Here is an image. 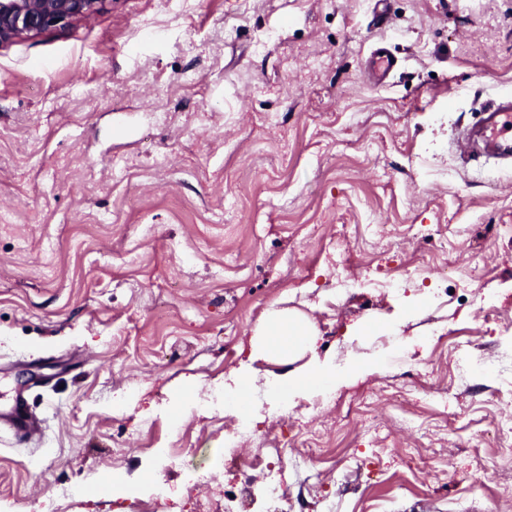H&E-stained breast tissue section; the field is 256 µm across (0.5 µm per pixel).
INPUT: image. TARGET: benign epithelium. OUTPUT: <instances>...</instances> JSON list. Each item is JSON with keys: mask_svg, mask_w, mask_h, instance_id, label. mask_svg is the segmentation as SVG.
<instances>
[{"mask_svg": "<svg viewBox=\"0 0 512 512\" xmlns=\"http://www.w3.org/2000/svg\"><path fill=\"white\" fill-rule=\"evenodd\" d=\"M107 0H0V44L96 15Z\"/></svg>", "mask_w": 512, "mask_h": 512, "instance_id": "benign-epithelium-1", "label": "benign epithelium"}]
</instances>
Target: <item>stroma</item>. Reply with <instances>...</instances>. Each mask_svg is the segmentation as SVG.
I'll list each match as a JSON object with an SVG mask.
<instances>
[{"instance_id": "35a3bbf8", "label": "stroma", "mask_w": 512, "mask_h": 512, "mask_svg": "<svg viewBox=\"0 0 512 512\" xmlns=\"http://www.w3.org/2000/svg\"><path fill=\"white\" fill-rule=\"evenodd\" d=\"M107 0L88 20L0 45V512H225L250 482L224 449L221 391L291 512H512L502 378L512 362V159L464 136L512 96V0ZM398 60L365 75L376 45ZM340 236L358 267L337 291ZM398 287H387L388 278ZM312 325L290 362L251 361L269 312ZM465 337L454 346L450 339ZM371 371L298 396L312 356ZM253 362L255 379L236 386ZM394 404L333 402L368 383ZM310 445L279 456L276 435ZM175 452L163 470L160 450ZM224 493L208 494L210 484ZM9 420L17 433H27L34 422L22 393H17L9 411Z\"/></svg>"}]
</instances>
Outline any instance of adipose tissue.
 Returning <instances> with one entry per match:
<instances>
[{"label": "adipose tissue", "mask_w": 512, "mask_h": 512, "mask_svg": "<svg viewBox=\"0 0 512 512\" xmlns=\"http://www.w3.org/2000/svg\"><path fill=\"white\" fill-rule=\"evenodd\" d=\"M258 339L253 346V358L290 360L302 344L314 341L310 325L281 311H271L257 329Z\"/></svg>", "instance_id": "1"}]
</instances>
